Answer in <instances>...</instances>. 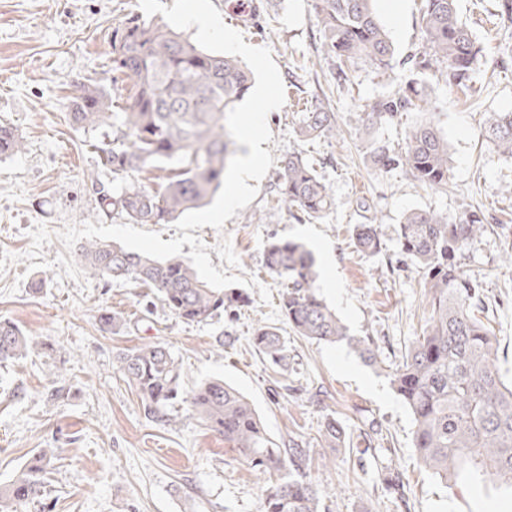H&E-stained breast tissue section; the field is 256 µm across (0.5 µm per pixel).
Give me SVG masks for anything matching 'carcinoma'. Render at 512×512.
I'll list each match as a JSON object with an SVG mask.
<instances>
[{"label":"carcinoma","instance_id":"obj_1","mask_svg":"<svg viewBox=\"0 0 512 512\" xmlns=\"http://www.w3.org/2000/svg\"><path fill=\"white\" fill-rule=\"evenodd\" d=\"M374 2L318 0L322 47L335 61L340 79L361 59L384 73L393 69L395 48ZM420 22L425 44L409 61L415 74L434 71L450 89L470 87L480 48L459 17L457 0H421ZM112 71L131 80L126 100L116 106L105 87L83 84L76 87L68 112L72 125L101 133L98 165L118 183L113 192L97 190L101 210L111 209L133 224H168L206 205L222 186L236 153L225 116L249 93L251 73L232 57L139 18L114 31ZM427 97L426 84L411 79L395 95L375 101L364 120L372 125L390 122L401 112L422 108ZM115 106L119 111H112ZM483 129L489 145L512 157V112L490 113ZM335 131L334 113L320 108L303 113L298 126L302 138L328 137ZM23 148L16 131L0 124V156ZM372 163L380 171L404 166L422 185L444 189L450 178V146L437 126L425 122L407 132L399 151L375 146ZM161 164L176 167L161 190L150 191L136 181L140 172ZM276 187L280 208H296L317 219L332 207L327 186L298 155L282 161ZM490 228L476 210H465L453 221L418 209L403 215L398 246L424 272L428 318L402 353L391 385L411 413L413 446L426 469L448 481L465 476L512 489V382L497 365V338L475 315L482 305L481 285L461 263L469 242ZM354 243L364 253L377 252V229L357 225ZM79 257L95 277L130 280L151 289L150 305L160 303L185 324L206 322L246 300L238 288L209 287L181 259L156 260L96 241L84 245ZM265 263L285 282L279 307L295 334L328 344L344 342L365 362H377L375 342L349 335L319 297L320 271L311 251L299 242L273 238L266 245ZM252 343L273 367L288 369V345L276 328L259 327ZM48 348L16 323L0 319V362ZM116 363L136 389L145 415L162 426L173 425L168 407L182 394V383L181 365L170 349L143 344L119 353ZM185 402L251 468L268 476L262 512H320L322 491L309 476L307 449L295 442L287 448L274 443L238 390L208 380L186 394ZM51 459L49 450L35 455L0 487V500L26 504L37 499Z\"/></svg>","mask_w":512,"mask_h":512}]
</instances>
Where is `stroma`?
I'll list each match as a JSON object with an SVG mask.
<instances>
[{
	"label": "stroma",
	"mask_w": 512,
	"mask_h": 512,
	"mask_svg": "<svg viewBox=\"0 0 512 512\" xmlns=\"http://www.w3.org/2000/svg\"><path fill=\"white\" fill-rule=\"evenodd\" d=\"M224 23L245 43L272 50L285 87L283 107L267 119L275 160L300 154L328 187L333 205L319 219L276 208V169L257 197L223 230L194 236L208 245L213 267L255 278L247 305L203 324L187 325L162 308L145 310L147 291L125 280L67 278L55 259L65 248H42L49 265L30 269L29 232L46 224L103 220L97 187L115 189L98 166L99 133L68 119L74 84L103 85L127 95L130 82L112 70V32L142 16L139 0H0V124L22 137V152L0 157V252L18 262L0 274V318L18 324L47 352L0 363V485H7L37 452L55 451L45 492L21 512H259L266 479L222 437L210 432L187 403L175 404L176 423L161 427L144 414L132 384L115 371L118 353L145 343L168 346L181 362L183 385L223 379L242 392L268 435L287 447L295 440L312 459L310 476L325 489L324 512H506L512 491L492 483L447 482L421 466L412 418L390 385V374L426 316L422 274L397 248V228L412 209L455 219L481 210L491 231L468 245L463 267L483 286L484 312L498 343V363L512 378V158L482 137L485 118L512 111V22L501 0H459V13L482 48L476 79L464 93L449 91L428 73L426 109L387 124H362L375 100L403 87L405 60L422 49L420 0H404L399 15L378 14L395 47L396 65L382 74L358 62L347 79L322 52L317 0H212ZM322 107L336 116V133L304 141L295 133L302 113ZM433 121L452 156L447 188L421 185L403 167L376 171L374 145H401L406 130ZM375 225L377 253L358 251L353 230ZM229 237L240 259L233 269L215 250ZM305 244L322 272L319 294L351 335L370 337L376 363L347 344L295 335L278 304L260 301V286L282 284L265 265L271 238ZM121 312L120 328L103 330L98 316ZM276 326L292 355L279 371L252 345L255 330ZM56 381H48V373ZM345 430L342 446L325 441L326 419Z\"/></svg>",
	"instance_id": "obj_1"
}]
</instances>
